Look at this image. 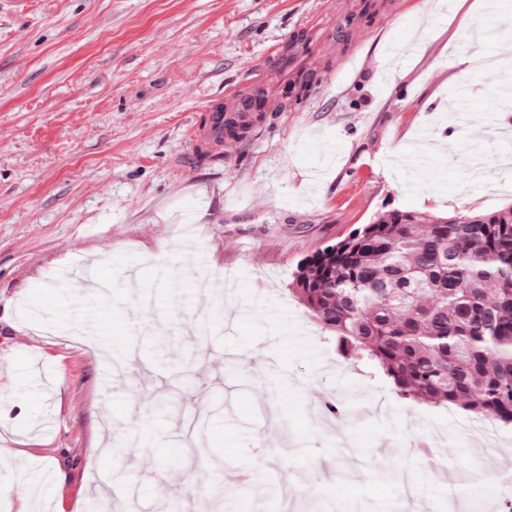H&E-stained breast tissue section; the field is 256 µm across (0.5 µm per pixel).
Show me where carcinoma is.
Returning <instances> with one entry per match:
<instances>
[{
  "label": "carcinoma",
  "mask_w": 512,
  "mask_h": 512,
  "mask_svg": "<svg viewBox=\"0 0 512 512\" xmlns=\"http://www.w3.org/2000/svg\"><path fill=\"white\" fill-rule=\"evenodd\" d=\"M306 78L281 107L315 89ZM300 304L402 398L512 425V204L392 209L306 259Z\"/></svg>",
  "instance_id": "carcinoma-1"
}]
</instances>
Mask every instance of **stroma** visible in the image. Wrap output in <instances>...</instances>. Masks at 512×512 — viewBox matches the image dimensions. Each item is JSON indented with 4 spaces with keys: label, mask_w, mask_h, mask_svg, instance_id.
I'll return each mask as SVG.
<instances>
[{
    "label": "stroma",
    "mask_w": 512,
    "mask_h": 512,
    "mask_svg": "<svg viewBox=\"0 0 512 512\" xmlns=\"http://www.w3.org/2000/svg\"><path fill=\"white\" fill-rule=\"evenodd\" d=\"M364 2L0 0V512H275L286 486L294 512H448L452 482L460 512H504L512 427L400 398L289 290L384 211L512 202V63L458 64L512 44V0H376L380 30L341 32ZM312 19L317 93L212 144L225 87L279 98L268 50ZM356 52L362 72L331 70ZM395 463L410 493L377 481Z\"/></svg>",
    "instance_id": "1"
}]
</instances>
